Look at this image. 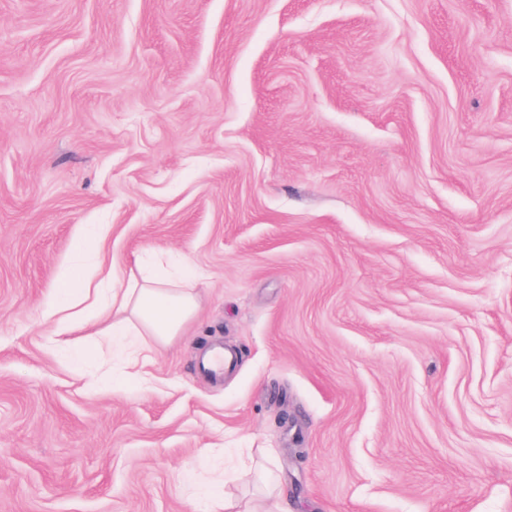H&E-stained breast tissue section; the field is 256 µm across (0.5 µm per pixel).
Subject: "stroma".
Masks as SVG:
<instances>
[{
    "mask_svg": "<svg viewBox=\"0 0 512 512\" xmlns=\"http://www.w3.org/2000/svg\"><path fill=\"white\" fill-rule=\"evenodd\" d=\"M90 224L197 276L147 382L50 346ZM216 468L512 512V0H0V512H212ZM236 363V355L224 347L214 348L197 362L200 372L216 379L223 378L224 373L233 370Z\"/></svg>",
    "mask_w": 512,
    "mask_h": 512,
    "instance_id": "obj_1",
    "label": "stroma"
}]
</instances>
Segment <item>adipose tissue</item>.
Listing matches in <instances>:
<instances>
[{"label":"adipose tissue","instance_id":"obj_1","mask_svg":"<svg viewBox=\"0 0 512 512\" xmlns=\"http://www.w3.org/2000/svg\"><path fill=\"white\" fill-rule=\"evenodd\" d=\"M103 238V228L88 232L87 240ZM87 240L76 243L75 262L57 274L60 286L46 303L54 345L70 344L89 323L100 320L107 323L102 334L111 344L133 336L167 341L180 335L197 307L192 277L172 274L159 259L135 273H119L101 263Z\"/></svg>","mask_w":512,"mask_h":512}]
</instances>
